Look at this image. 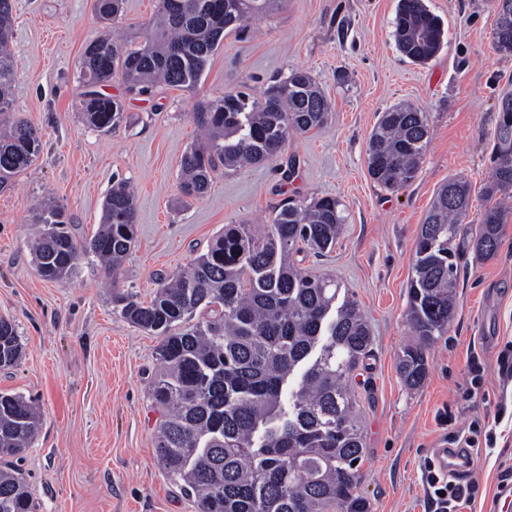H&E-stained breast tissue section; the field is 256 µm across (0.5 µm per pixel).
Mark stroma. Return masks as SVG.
<instances>
[{
	"instance_id": "35a3bbf8",
	"label": "stroma",
	"mask_w": 512,
	"mask_h": 512,
	"mask_svg": "<svg viewBox=\"0 0 512 512\" xmlns=\"http://www.w3.org/2000/svg\"><path fill=\"white\" fill-rule=\"evenodd\" d=\"M399 0H288L229 34L196 90L157 86L128 93L121 78L103 87L129 125L103 133L81 112L80 63L101 22L94 0H14L15 102L42 135V150L12 190L0 193V317L17 327L23 356L0 371V392L17 393L40 412L38 434L18 467L36 512H196L194 500L159 465L160 413L149 396L160 369L157 337L121 318L114 296L150 301L156 277L186 270L228 224L261 225L286 199L335 197L345 218L335 249L304 267L330 276L357 301L373 343L367 368L350 385L360 401L364 476L371 512H426L423 465L445 447L438 414L455 427L492 429L493 447L473 448L469 479L478 493L464 512H495L493 493L512 471V380L497 356L512 342V222L493 258L466 251L448 331L427 352V375L408 388L398 356L414 343L408 320L413 246L436 190L469 183L464 227L490 204L482 188L504 93H512V54L494 46L488 0H423L443 22V47L424 64L398 51ZM311 73L331 101L328 123L292 135L269 164L216 174L207 194L180 203L179 162L197 136L198 100L242 90L262 97L289 72ZM425 112L430 143L418 178L389 190L367 170L370 134L390 105ZM137 190L136 241L118 278L82 260L72 278L48 281L36 270L33 215L44 197L69 213L78 237L103 222L114 179ZM485 368L482 390L463 401L468 365Z\"/></svg>"
}]
</instances>
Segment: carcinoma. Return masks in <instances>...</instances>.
<instances>
[{
  "label": "carcinoma",
  "mask_w": 512,
  "mask_h": 512,
  "mask_svg": "<svg viewBox=\"0 0 512 512\" xmlns=\"http://www.w3.org/2000/svg\"><path fill=\"white\" fill-rule=\"evenodd\" d=\"M172 15L159 0L143 35L114 39L124 0H95L109 31L87 46L80 66L84 96L96 107L84 113L100 132L129 121L120 101L97 88L119 75L127 92L144 94L162 83L195 88L224 34L283 8L286 0H182ZM494 43L512 53V0H491ZM13 33L0 34V192L11 189L41 150L38 129L14 113ZM443 25L423 0H400L394 38L400 53L425 63L442 49ZM330 104L313 76L293 70L269 86L263 99L228 92L202 100L195 123L203 137L180 161L185 198L199 200L219 169L263 165L280 156L291 133L307 134L328 121ZM493 167L484 194L503 200L470 229L468 245L484 258L498 250L512 217V95L501 99ZM429 144L425 113L394 104L381 113L368 146L367 169L383 187L414 182ZM471 187L451 178L436 192L415 240L408 322L418 342L405 347L398 371L411 388L427 374L428 348L448 332L458 283L459 219ZM104 222L81 240L65 210L51 201L33 216L43 225L35 249L38 273L47 280L71 276L84 257L117 278L135 242L137 199L118 180L103 204ZM344 218L339 202L323 196L310 203L285 200L270 223L227 224L184 274L159 277L153 298L117 295L127 322L161 337L160 372L150 396L161 410L156 456L164 472L182 482L198 512H371L360 490L364 432L359 404L348 382L371 352L372 336L358 303L336 304L335 279L309 273L296 255L333 250ZM22 356L15 324L0 318V369ZM297 389L283 394L298 367ZM39 417L18 394L0 393V512H34L26 484L15 468L31 447Z\"/></svg>",
  "instance_id": "obj_1"
}]
</instances>
